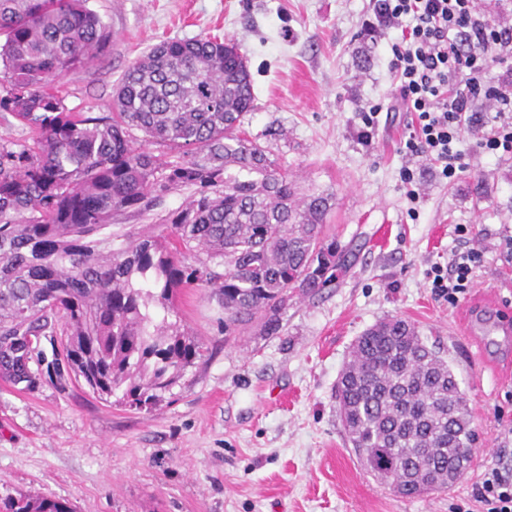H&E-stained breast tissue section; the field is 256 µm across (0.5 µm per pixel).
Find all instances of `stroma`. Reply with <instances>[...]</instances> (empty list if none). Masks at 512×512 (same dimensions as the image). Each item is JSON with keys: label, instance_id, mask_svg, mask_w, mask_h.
Segmentation results:
<instances>
[{"label": "stroma", "instance_id": "35a3bbf8", "mask_svg": "<svg viewBox=\"0 0 512 512\" xmlns=\"http://www.w3.org/2000/svg\"><path fill=\"white\" fill-rule=\"evenodd\" d=\"M112 40L94 65L61 81L75 112L109 111L124 70L164 40L218 37L248 61L254 101L239 127L268 151L299 196L331 198L325 232L350 267L309 298L292 293L278 335L259 324L224 340L211 289L177 301L205 354L150 410L99 399L62 368L56 337H41L31 381L0 379V495L68 500L76 512H459L498 461L512 429V341L465 335V315L493 302L512 318V160L457 144L466 169L446 181L410 161L411 121L395 96L388 37L362 26L370 0H87ZM378 111L364 135L361 111ZM415 172L410 201L401 180ZM470 225L486 250L465 298L438 299L426 273ZM397 317L452 366L470 399L473 463L452 489L405 497L363 470L337 412L336 385L358 336Z\"/></svg>", "mask_w": 512, "mask_h": 512}]
</instances>
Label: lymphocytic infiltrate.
Segmentation results:
<instances>
[{
	"label": "lymphocytic infiltrate",
	"instance_id": "f902f5d3",
	"mask_svg": "<svg viewBox=\"0 0 512 512\" xmlns=\"http://www.w3.org/2000/svg\"><path fill=\"white\" fill-rule=\"evenodd\" d=\"M363 25L368 33L400 31L392 43L390 68L397 99L414 113L405 152L435 162L442 178L463 170L454 144L464 127L480 129L479 151L512 158V28L481 11L476 0H373ZM499 68L490 78L491 68ZM486 99L491 113L475 108ZM455 232L466 241L447 266L433 265L429 278L435 295L456 303L468 291L485 250L470 244L471 230ZM471 500L484 512H512V448L501 451L499 464L485 470Z\"/></svg>",
	"mask_w": 512,
	"mask_h": 512
}]
</instances>
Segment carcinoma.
Returning a JSON list of instances; mask_svg holds the SVG:
<instances>
[{"label":"carcinoma","mask_w":512,"mask_h":512,"mask_svg":"<svg viewBox=\"0 0 512 512\" xmlns=\"http://www.w3.org/2000/svg\"><path fill=\"white\" fill-rule=\"evenodd\" d=\"M110 41L86 0H0V111L29 130L0 142V378H30L13 353L50 329L76 377L141 410L203 356L168 321L182 290L215 289L226 342L256 318L274 335L288 291L318 294L348 260L324 234L329 198L296 199L266 151L237 134L253 92L235 42L163 41L124 72L111 112L70 111L56 82ZM134 128L177 158L135 146ZM182 187L196 195L159 233L112 232L115 216ZM336 400L363 469L401 495L449 489L471 466L467 395L403 319L356 339ZM0 512L75 510L19 493L0 497Z\"/></svg>","instance_id":"carcinoma-1"}]
</instances>
